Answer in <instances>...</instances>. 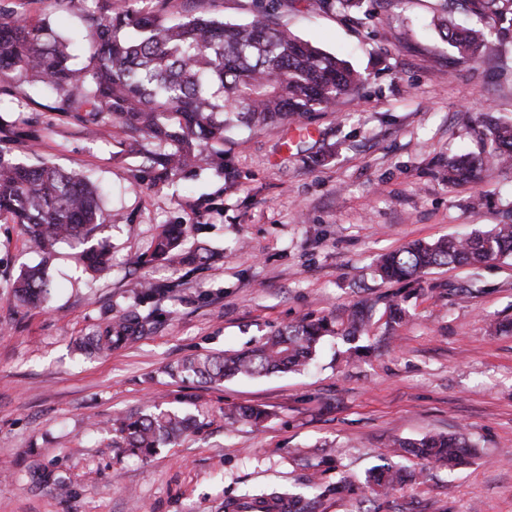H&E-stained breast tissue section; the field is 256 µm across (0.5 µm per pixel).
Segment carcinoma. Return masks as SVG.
<instances>
[{
    "instance_id": "obj_1",
    "label": "carcinoma",
    "mask_w": 512,
    "mask_h": 512,
    "mask_svg": "<svg viewBox=\"0 0 512 512\" xmlns=\"http://www.w3.org/2000/svg\"><path fill=\"white\" fill-rule=\"evenodd\" d=\"M324 10L357 13L365 0H314ZM461 11L480 26L461 28L452 16ZM437 26L463 59H478L493 41L512 42V0H437ZM131 27L137 35L121 39L115 32ZM0 80L40 82L56 94L57 112L83 113L88 128L109 121L125 142L149 165L156 178L174 181L203 164L224 167L234 177L222 149L226 131L235 122L262 128L285 124L317 109H332L365 78L346 61L327 54L288 30L258 16L247 23H227L184 11L178 17L134 14L118 7L104 16H90L84 42L68 43L47 24L0 16ZM481 151L442 161L438 176L453 187L479 181L487 166L512 172V121L489 120L480 137ZM23 226L39 251L77 240L85 245L83 260L93 271L109 264L110 250L92 243L108 223L98 190L75 171L23 164L0 150V219ZM194 224H166L150 253L138 263L158 260L205 266L214 253L200 245L183 249ZM512 256V203L507 220L467 238L446 237L432 243L413 242L383 255L375 272L387 281L416 283L435 267H466L471 275L489 263ZM24 305L41 306L51 294L43 267H26L13 282ZM407 297L386 303L388 323L408 317ZM377 301L366 299L334 325L325 317L303 320L273 331L253 348L233 354L207 355L184 361L176 374L215 383L236 375L263 376L297 370L309 363L325 336L348 343L360 339L373 322ZM148 319L126 313L106 328L83 337L78 349L99 354L139 338ZM229 418L257 423L264 411L243 407ZM192 417L175 411L124 415L115 422L125 447L148 454L189 430ZM395 448L448 466L464 462L471 444L462 435H435L416 441H392ZM404 468L387 464L369 472L367 485L381 494L404 483ZM312 512L310 500L288 488L270 485L224 504V512H244L259 504L262 512H278L283 502Z\"/></svg>"
}]
</instances>
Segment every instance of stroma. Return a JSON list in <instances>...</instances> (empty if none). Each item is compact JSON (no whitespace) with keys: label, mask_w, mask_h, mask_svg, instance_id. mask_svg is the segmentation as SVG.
<instances>
[{"label":"stroma","mask_w":512,"mask_h":512,"mask_svg":"<svg viewBox=\"0 0 512 512\" xmlns=\"http://www.w3.org/2000/svg\"><path fill=\"white\" fill-rule=\"evenodd\" d=\"M112 0H0V14L73 36ZM436 0H382L358 23L312 0H270L265 15L349 62L366 82L332 112L288 126L234 130L226 148L237 177L204 165L194 178L153 180L118 127L86 136L77 114L49 111L35 83L0 80V149L101 185L111 223L109 267L86 270L83 247L34 249L0 220V512H224L226 501L270 484L311 498L316 512H512V259L479 276L430 271L391 326L383 304L400 284L375 277L379 255L414 240L467 235L501 223L512 176L441 182L437 164L479 151L486 116L512 120V43L462 61L432 23ZM335 146L326 163L311 155ZM483 192L481 208L469 206ZM192 224L189 244L217 256L200 270L138 265L163 224ZM45 263L47 308L20 304L21 267ZM168 293L144 299V282ZM378 300L360 353L324 337L301 372L204 384L169 375L186 358L241 351L307 318H340ZM150 316L139 339L88 357L76 344L129 310ZM254 406L259 424L224 413ZM175 410L195 425L144 458L122 449L116 416ZM466 431L470 463L455 469L404 453L391 438ZM411 478L374 494L376 466Z\"/></svg>","instance_id":"1"}]
</instances>
